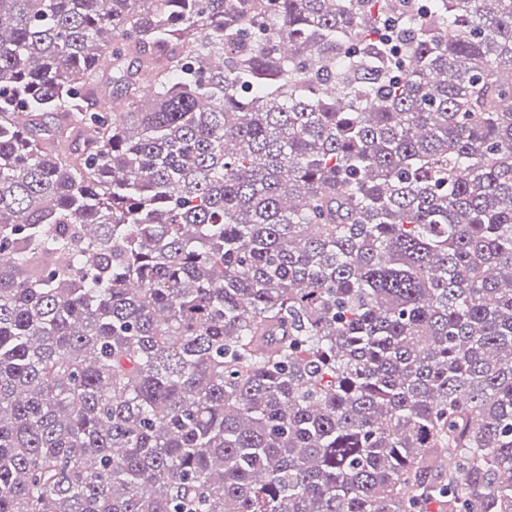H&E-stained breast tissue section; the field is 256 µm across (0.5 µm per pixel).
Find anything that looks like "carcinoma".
Instances as JSON below:
<instances>
[{
    "label": "carcinoma",
    "instance_id": "carcinoma-1",
    "mask_svg": "<svg viewBox=\"0 0 512 512\" xmlns=\"http://www.w3.org/2000/svg\"><path fill=\"white\" fill-rule=\"evenodd\" d=\"M512 512V0H0V512Z\"/></svg>",
    "mask_w": 512,
    "mask_h": 512
}]
</instances>
